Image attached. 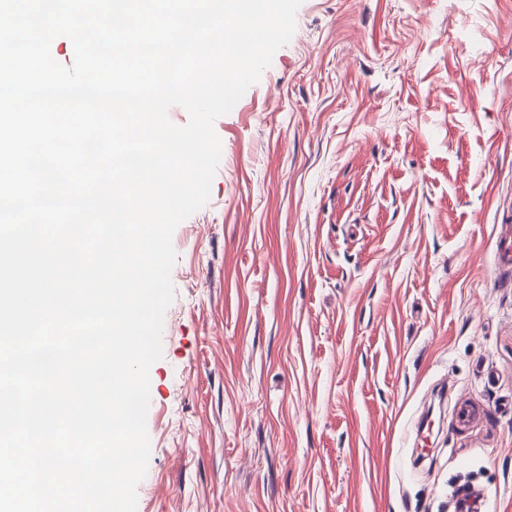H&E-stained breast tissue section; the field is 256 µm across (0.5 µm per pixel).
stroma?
I'll list each match as a JSON object with an SVG mask.
<instances>
[{
    "mask_svg": "<svg viewBox=\"0 0 512 512\" xmlns=\"http://www.w3.org/2000/svg\"><path fill=\"white\" fill-rule=\"evenodd\" d=\"M215 131L137 512H512V0H303ZM499 231L496 235L495 254L496 264L499 270L512 271V224L511 221L498 224Z\"/></svg>",
    "mask_w": 512,
    "mask_h": 512,
    "instance_id": "1",
    "label": "stroma"
}]
</instances>
